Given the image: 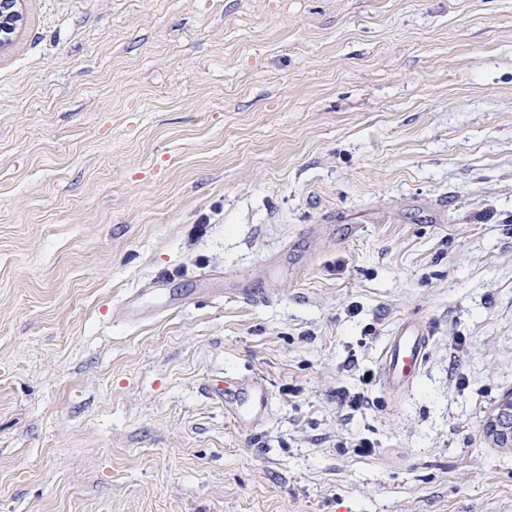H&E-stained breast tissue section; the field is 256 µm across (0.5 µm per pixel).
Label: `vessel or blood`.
Listing matches in <instances>:
<instances>
[{"mask_svg": "<svg viewBox=\"0 0 512 512\" xmlns=\"http://www.w3.org/2000/svg\"><path fill=\"white\" fill-rule=\"evenodd\" d=\"M431 336L428 328L419 321L408 320L397 328L385 343L379 358L382 388L390 393L405 390L421 373L429 353ZM224 412L236 427L248 430L264 418L269 392L258 378L233 380L232 390L224 395Z\"/></svg>", "mask_w": 512, "mask_h": 512, "instance_id": "1", "label": "vessel or blood"}]
</instances>
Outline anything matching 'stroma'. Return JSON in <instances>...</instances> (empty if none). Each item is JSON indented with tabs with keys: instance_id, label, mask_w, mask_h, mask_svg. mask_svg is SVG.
<instances>
[{
	"instance_id": "35a3bbf8",
	"label": "stroma",
	"mask_w": 512,
	"mask_h": 512,
	"mask_svg": "<svg viewBox=\"0 0 512 512\" xmlns=\"http://www.w3.org/2000/svg\"><path fill=\"white\" fill-rule=\"evenodd\" d=\"M20 8L0 512H512V0ZM411 319L414 385L343 407ZM254 374L245 434L204 388ZM367 373L369 372L367 371L362 374V378H360V385H362V387L357 389V391L351 392L347 388H339L337 396L343 406L349 407L353 411H358L364 406L370 405L376 408L382 407L384 402H382L381 399L375 398L371 400L368 396V389L372 383L373 375L371 374L370 379H366ZM503 436L512 446V399L509 398L502 403L500 410L486 422V426Z\"/></svg>"
}]
</instances>
